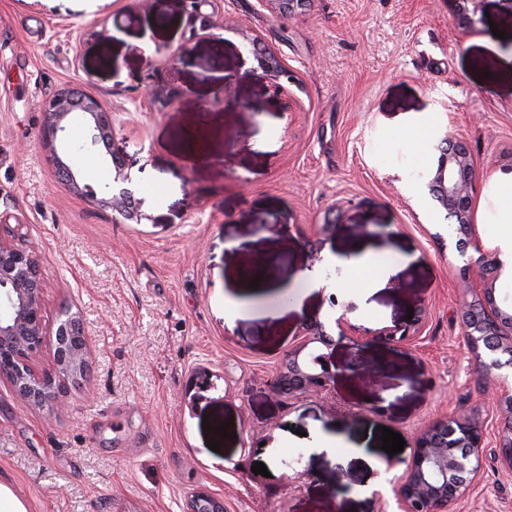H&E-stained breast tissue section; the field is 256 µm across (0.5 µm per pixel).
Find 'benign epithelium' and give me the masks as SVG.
I'll return each mask as SVG.
<instances>
[{
	"mask_svg": "<svg viewBox=\"0 0 512 512\" xmlns=\"http://www.w3.org/2000/svg\"><path fill=\"white\" fill-rule=\"evenodd\" d=\"M251 47L262 75L289 77L281 60L270 52H259L257 40L243 34ZM43 140L50 147L49 161L72 188H78L73 169V145L68 126L79 121L89 129L85 145L92 150L105 146L115 169V180H129L125 155L111 149L112 112L92 95L64 90L44 105ZM428 186L446 213L455 218L457 233L462 235L460 251L472 245L480 249L471 209L476 190V173L465 145L456 142L441 151ZM97 202L112 208L127 220L141 221L132 191L113 193L108 185ZM500 267L496 256L482 252L475 265L462 269L464 297L462 323L474 365L483 376L504 366L503 356H512V307L498 305L492 284ZM44 280L35 252L15 242V230L0 225V376L9 380L13 390L35 407L67 405V384H78L87 375L90 353L85 321L80 310L63 306L57 318L53 369L38 374L32 367L44 333ZM337 336L326 331L321 322L306 327V340L288 353L271 386L281 393L314 392L328 394L333 373L326 350L339 343L349 346L350 357L342 368L361 369V349L374 341L406 343L417 325L384 326L370 329L351 324L340 315L335 320ZM493 400L509 420L502 428L494 457L506 472H512V381L500 377ZM483 425L475 411L441 419L423 429L415 438L410 460L398 477L396 500L398 512H448V503L466 490V483L476 479L482 468Z\"/></svg>",
	"mask_w": 512,
	"mask_h": 512,
	"instance_id": "obj_1",
	"label": "benign epithelium"
}]
</instances>
